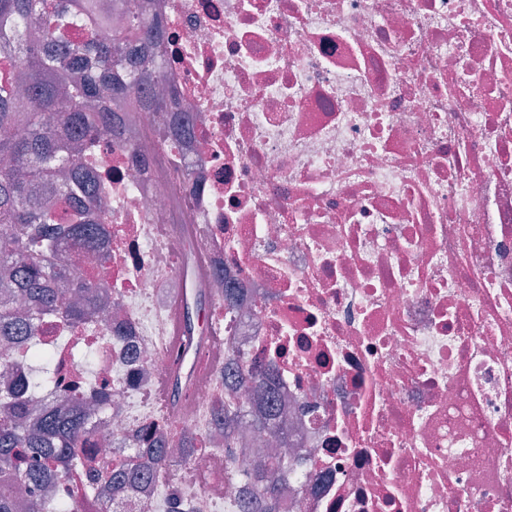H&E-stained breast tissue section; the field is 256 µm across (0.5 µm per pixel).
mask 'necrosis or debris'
I'll return each mask as SVG.
<instances>
[{
  "mask_svg": "<svg viewBox=\"0 0 512 512\" xmlns=\"http://www.w3.org/2000/svg\"><path fill=\"white\" fill-rule=\"evenodd\" d=\"M162 21L146 80L177 103L91 146L112 236L72 272L108 266L117 316L57 358L62 385L111 382L87 446L172 422L164 336L193 251L214 295L199 451L134 490L172 512L194 488L237 512L209 445L224 364L279 390L278 512H512V0H137ZM193 132L169 140L165 126ZM92 350L99 370L72 355ZM108 486H62L102 512Z\"/></svg>",
  "mask_w": 512,
  "mask_h": 512,
  "instance_id": "4bbe7bcc",
  "label": "necrosis or debris"
}]
</instances>
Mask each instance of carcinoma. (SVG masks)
<instances>
[{"instance_id":"obj_1","label":"carcinoma","mask_w":512,"mask_h":512,"mask_svg":"<svg viewBox=\"0 0 512 512\" xmlns=\"http://www.w3.org/2000/svg\"><path fill=\"white\" fill-rule=\"evenodd\" d=\"M134 20V28L103 42L98 32L112 27V14L102 12L100 0H0V65H19L17 77L0 76V341L20 338L35 347L41 316L76 325L105 309L100 293L109 287L106 279L73 277L53 258L62 243L88 251L107 234L111 215L84 158L88 143L121 135L128 117L117 112L140 93L148 47L163 37L160 23L139 15ZM77 23L86 37L73 44L64 33ZM212 303L209 289L195 291L187 305L188 333L197 331L193 315ZM38 359L41 373L27 376L11 364L0 380V512H69L54 492L76 468L116 491L153 479L170 455L165 437L133 446L114 466L87 454L86 412L34 413L33 395L55 381L53 352L43 348ZM233 373L229 391L250 386L258 392L255 428L281 435L271 385L242 364H233ZM218 410L225 453L234 459L232 442L247 408L227 401ZM232 476L251 485L239 512H276L272 478L243 460ZM12 483L29 484L37 495L20 501L4 490Z\"/></svg>"}]
</instances>
